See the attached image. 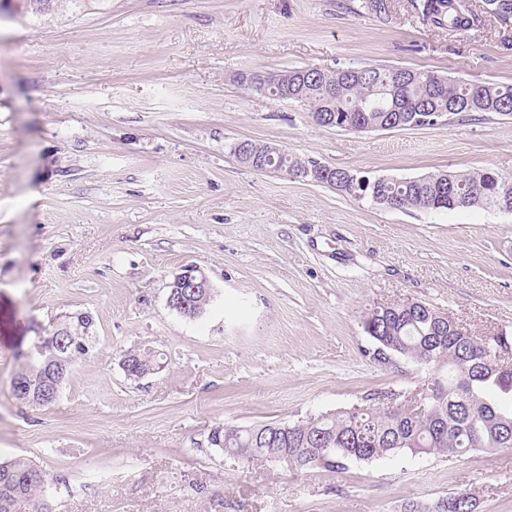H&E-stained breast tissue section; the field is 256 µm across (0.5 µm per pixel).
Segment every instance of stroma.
I'll return each instance as SVG.
<instances>
[{
    "instance_id": "stroma-1",
    "label": "stroma",
    "mask_w": 512,
    "mask_h": 512,
    "mask_svg": "<svg viewBox=\"0 0 512 512\" xmlns=\"http://www.w3.org/2000/svg\"><path fill=\"white\" fill-rule=\"evenodd\" d=\"M367 64L512 83V25L452 36L413 0H392L386 24L362 0L0 14V456L61 479L54 512H401L460 489L512 512V448L333 473L246 466L208 441L427 386L412 362L374 360V306L419 301L512 336V214L387 209L232 155L250 139L370 177H512V115L355 133L238 80ZM187 264L211 285L194 320L166 302ZM68 312L93 315L95 348L55 402L19 404L20 353ZM138 348L164 366L132 380L121 362Z\"/></svg>"
}]
</instances>
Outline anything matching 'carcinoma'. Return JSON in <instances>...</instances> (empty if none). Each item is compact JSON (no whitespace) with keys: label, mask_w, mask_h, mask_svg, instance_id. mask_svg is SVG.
<instances>
[{"label":"carcinoma","mask_w":512,"mask_h":512,"mask_svg":"<svg viewBox=\"0 0 512 512\" xmlns=\"http://www.w3.org/2000/svg\"><path fill=\"white\" fill-rule=\"evenodd\" d=\"M457 0H418L422 19L455 35L477 27L482 17L475 9L456 8ZM490 11L502 23H512V0H493ZM288 95L320 114L317 125L348 129L381 124L389 129L409 125L414 118L424 126L448 112L512 115V83L455 81L432 72L406 68L403 82L395 83L392 69L380 65L342 67L334 71L305 67L288 71ZM374 200L394 210L424 212L497 209L501 203L498 173L438 171L417 179L385 184ZM211 290L176 288L170 309L200 317ZM376 344L395 355L438 373L434 395L420 412L390 410L372 403L354 410L320 414L294 423L250 426L222 425L214 429L224 442L222 451L245 464L277 463L288 457L301 471L346 470L352 463L397 457L448 454L466 456L512 448V366L491 369L488 360L497 348L509 345L501 334L478 338L451 318L424 303L408 310L374 309L364 321ZM42 350L21 355L11 379L16 401L47 405L57 399L55 383H65L78 359L94 344V320L87 312L67 313L43 332ZM122 369L140 376L158 367L149 349L124 354ZM59 480L37 462L17 456L0 459V512H53L51 500ZM403 512H477L473 495L455 494L425 502H407Z\"/></svg>","instance_id":"cac0c4a2"}]
</instances>
